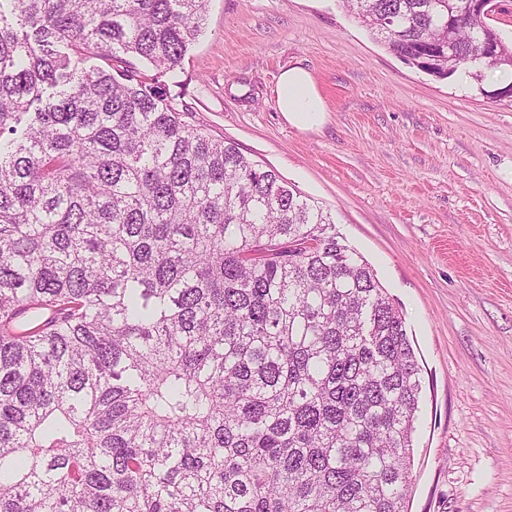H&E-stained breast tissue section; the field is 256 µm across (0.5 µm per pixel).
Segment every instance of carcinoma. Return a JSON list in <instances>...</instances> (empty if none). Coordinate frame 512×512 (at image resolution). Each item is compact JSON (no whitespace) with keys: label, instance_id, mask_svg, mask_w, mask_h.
I'll use <instances>...</instances> for the list:
<instances>
[{"label":"carcinoma","instance_id":"obj_1","mask_svg":"<svg viewBox=\"0 0 512 512\" xmlns=\"http://www.w3.org/2000/svg\"><path fill=\"white\" fill-rule=\"evenodd\" d=\"M467 2L344 0L429 75L512 67ZM206 3L0 0V512H408L402 314L129 70L178 67Z\"/></svg>","mask_w":512,"mask_h":512}]
</instances>
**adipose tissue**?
<instances>
[{
	"label": "adipose tissue",
	"instance_id": "ef3b65f1",
	"mask_svg": "<svg viewBox=\"0 0 512 512\" xmlns=\"http://www.w3.org/2000/svg\"><path fill=\"white\" fill-rule=\"evenodd\" d=\"M278 112L289 125L309 131L321 127L327 118V106L309 70L294 66L284 71L276 95Z\"/></svg>",
	"mask_w": 512,
	"mask_h": 512
}]
</instances>
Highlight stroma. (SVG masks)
I'll use <instances>...</instances> for the list:
<instances>
[{"mask_svg":"<svg viewBox=\"0 0 512 512\" xmlns=\"http://www.w3.org/2000/svg\"><path fill=\"white\" fill-rule=\"evenodd\" d=\"M291 66L319 129L276 108ZM132 69L330 210L402 312L423 380L408 512H512V100L405 63L340 0H209L178 68ZM278 112L289 125L309 131L321 127L327 118V106L309 70L294 66L284 71L276 95Z\"/></svg>","mask_w":512,"mask_h":512,"instance_id":"1","label":"stroma"}]
</instances>
